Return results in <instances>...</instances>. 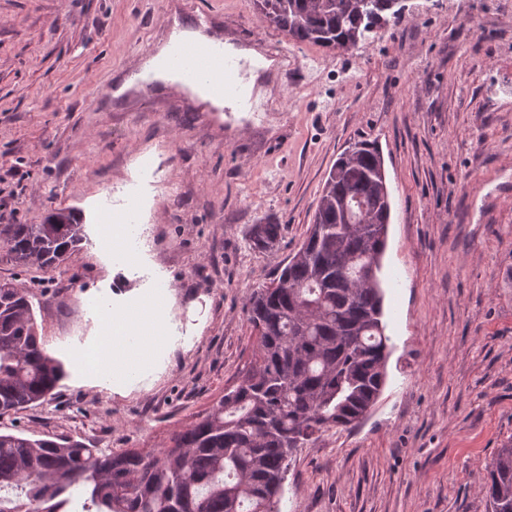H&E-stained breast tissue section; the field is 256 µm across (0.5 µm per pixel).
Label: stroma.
Listing matches in <instances>:
<instances>
[{
  "label": "stroma",
  "instance_id": "1",
  "mask_svg": "<svg viewBox=\"0 0 512 512\" xmlns=\"http://www.w3.org/2000/svg\"><path fill=\"white\" fill-rule=\"evenodd\" d=\"M167 0H0V224L78 210L86 241L55 269L0 252L29 288L66 375L0 430L155 453L255 361L245 304L306 237L325 177L378 143L392 218L380 277L386 385L352 431L298 449L279 512H490L481 493L512 445V0H412L351 49L290 39L254 0H177L276 66L266 110L95 99L167 38ZM481 18L473 28L472 18ZM135 210L110 237L106 215ZM282 234L256 251L252 225ZM167 287L161 344L125 387L82 380L81 345L115 310Z\"/></svg>",
  "mask_w": 512,
  "mask_h": 512
}]
</instances>
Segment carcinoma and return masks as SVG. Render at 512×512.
Segmentation results:
<instances>
[{"label": "carcinoma", "instance_id": "cac0c4a2", "mask_svg": "<svg viewBox=\"0 0 512 512\" xmlns=\"http://www.w3.org/2000/svg\"><path fill=\"white\" fill-rule=\"evenodd\" d=\"M292 39L349 49L381 21L388 0H256ZM382 158L345 150L323 185L306 239L276 282L246 303L258 360L161 454L115 453L70 438L0 431V512H277L295 449L353 429L386 382L388 342L378 273L391 207ZM81 213L1 224L0 248L19 266L57 267L86 239ZM282 225L255 224L266 249ZM65 376L46 353L28 289L0 281V416L46 401ZM491 512H512V445L498 449L484 486Z\"/></svg>", "mask_w": 512, "mask_h": 512}]
</instances>
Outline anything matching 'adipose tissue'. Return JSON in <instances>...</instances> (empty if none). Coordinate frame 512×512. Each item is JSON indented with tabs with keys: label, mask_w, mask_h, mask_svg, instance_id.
Listing matches in <instances>:
<instances>
[{
	"label": "adipose tissue",
	"mask_w": 512,
	"mask_h": 512,
	"mask_svg": "<svg viewBox=\"0 0 512 512\" xmlns=\"http://www.w3.org/2000/svg\"><path fill=\"white\" fill-rule=\"evenodd\" d=\"M167 289L136 299L130 308L109 311L97 294H88L86 307L99 313L104 326L98 336L88 339L75 355V366L84 379L107 380L120 387L149 362L155 332L161 320Z\"/></svg>",
	"instance_id": "ef3b65f1"
}]
</instances>
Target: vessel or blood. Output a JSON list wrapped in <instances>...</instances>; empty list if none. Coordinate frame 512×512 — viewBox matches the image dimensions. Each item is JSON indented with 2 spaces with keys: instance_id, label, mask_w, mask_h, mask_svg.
<instances>
[{
  "instance_id": "b4317fda",
  "label": "vessel or blood",
  "mask_w": 512,
  "mask_h": 512,
  "mask_svg": "<svg viewBox=\"0 0 512 512\" xmlns=\"http://www.w3.org/2000/svg\"><path fill=\"white\" fill-rule=\"evenodd\" d=\"M160 67L170 77L163 86L142 68L140 62H131L128 75L133 78L138 93L150 96L159 87L168 93L192 87L222 104L225 111L253 112L257 109L255 96L246 86L250 64L234 55L223 39L194 46L174 43Z\"/></svg>"
}]
</instances>
